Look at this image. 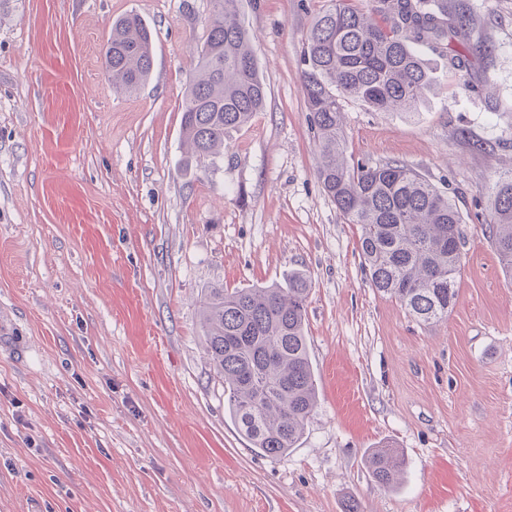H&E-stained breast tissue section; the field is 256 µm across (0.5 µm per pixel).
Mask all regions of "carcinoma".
<instances>
[{
  "instance_id": "carcinoma-1",
  "label": "carcinoma",
  "mask_w": 512,
  "mask_h": 512,
  "mask_svg": "<svg viewBox=\"0 0 512 512\" xmlns=\"http://www.w3.org/2000/svg\"><path fill=\"white\" fill-rule=\"evenodd\" d=\"M241 0H211L197 44L195 76L182 103L186 165L207 170L224 136L251 122L266 102ZM470 16L448 0H375L371 13L348 0H327L303 33L300 80L316 133L317 179L348 224L360 226L362 267L375 291L416 321L448 318L463 265L462 217L446 192L400 163L370 165L344 153L343 103L374 111L413 112L432 78L415 46L448 56L465 73L469 55L453 43L469 39ZM112 90L136 93L153 67L152 33L128 14L112 23L104 51ZM489 238L512 279V174L491 186ZM311 280L292 273L268 286L212 287L201 300L206 353L224 380V407L254 449L276 458L295 447L317 404L304 332ZM386 487L404 458L377 448L367 460Z\"/></svg>"
}]
</instances>
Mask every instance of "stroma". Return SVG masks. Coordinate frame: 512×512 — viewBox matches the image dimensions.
<instances>
[{
    "label": "stroma",
    "instance_id": "35a3bbf8",
    "mask_svg": "<svg viewBox=\"0 0 512 512\" xmlns=\"http://www.w3.org/2000/svg\"><path fill=\"white\" fill-rule=\"evenodd\" d=\"M448 2L478 93L423 47L416 111L344 107L347 156L416 170L463 219L456 304L425 325L371 288L316 178L299 54L325 0H243L266 106L204 173L180 130L210 0H0V512H512V283L487 227L512 0ZM132 12L154 65L128 96L102 53ZM296 271L318 403L267 458L224 410L200 299ZM381 446L406 460L390 488L365 465Z\"/></svg>",
    "mask_w": 512,
    "mask_h": 512
}]
</instances>
